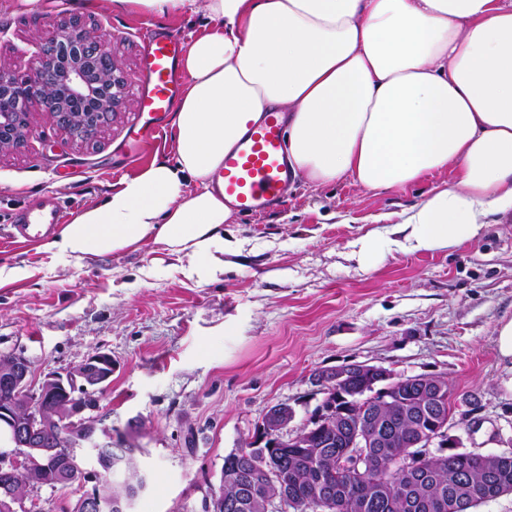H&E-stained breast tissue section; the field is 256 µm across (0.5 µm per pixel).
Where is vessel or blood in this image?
<instances>
[{
	"mask_svg": "<svg viewBox=\"0 0 512 512\" xmlns=\"http://www.w3.org/2000/svg\"><path fill=\"white\" fill-rule=\"evenodd\" d=\"M144 85L139 110L146 123L161 124L174 108L183 76L176 61L187 49L175 31L147 30L144 33ZM283 113H264L257 123L225 153L219 171L224 196L241 213H252L284 203L292 171L288 164ZM65 207L55 200L21 211L16 231L35 238L61 224Z\"/></svg>",
	"mask_w": 512,
	"mask_h": 512,
	"instance_id": "obj_1",
	"label": "vessel or blood"
}]
</instances>
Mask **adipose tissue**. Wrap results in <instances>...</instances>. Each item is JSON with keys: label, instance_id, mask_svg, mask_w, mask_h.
Listing matches in <instances>:
<instances>
[{"label": "adipose tissue", "instance_id": "ef3b65f1", "mask_svg": "<svg viewBox=\"0 0 512 512\" xmlns=\"http://www.w3.org/2000/svg\"><path fill=\"white\" fill-rule=\"evenodd\" d=\"M149 16L202 11L179 62L175 159L122 177L41 250L80 260L153 240L223 272L233 210L215 177L263 113H284L294 180L388 190L454 168L405 213L417 250L512 222V0H113Z\"/></svg>", "mask_w": 512, "mask_h": 512}]
</instances>
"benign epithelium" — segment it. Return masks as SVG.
<instances>
[{
    "label": "benign epithelium",
    "instance_id": "obj_1",
    "mask_svg": "<svg viewBox=\"0 0 512 512\" xmlns=\"http://www.w3.org/2000/svg\"><path fill=\"white\" fill-rule=\"evenodd\" d=\"M34 76L20 81L0 67V148H8L31 131L30 103L41 101L43 111L74 139L87 140L124 103V77L112 58L110 39L91 37L63 18L54 36L33 55ZM368 373L373 382L389 380L394 373L382 366L349 364L323 371L316 381L321 391L342 392L357 371ZM112 377V356L97 353L65 373H54L37 381L29 360L10 355L8 368H0V434L8 438L10 450L0 455V512H40L33 496L15 495L14 485L22 476L34 477L40 485L59 483L57 461L63 448H100L97 424L89 416L99 411ZM294 419L292 408L277 404L265 413L277 442L290 445L303 434L284 433ZM58 428L62 438L48 446L46 434ZM448 430L442 428L429 440L410 444L416 448L447 447ZM370 437L358 417L351 423L354 456H363L372 447ZM103 458L89 454L81 468L80 486L92 484L79 500L84 512H131L133 502L149 488L148 474L140 470L132 477L112 469V486L132 489L116 498L99 493Z\"/></svg>",
    "mask_w": 512,
    "mask_h": 512
}]
</instances>
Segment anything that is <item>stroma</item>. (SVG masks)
Here are the masks:
<instances>
[{"mask_svg": "<svg viewBox=\"0 0 512 512\" xmlns=\"http://www.w3.org/2000/svg\"><path fill=\"white\" fill-rule=\"evenodd\" d=\"M74 16L111 35L125 105L82 143L32 101V133L0 150V267L22 271L0 284V356H25L41 377L111 355L97 426L140 450L150 487L132 512H204L225 456L248 446L268 408L291 406L288 431L300 432L324 399L317 373L347 364L440 377L451 395L448 433L462 450L512 451V367L493 336L512 318V224L436 251H403L394 230L399 213L452 182L453 170L381 192L349 181L297 186L281 206L225 225L239 250L214 278L186 279L181 259L150 241L77 260L15 235V209L57 198L77 215L174 150L164 124L136 157L121 155L143 86L142 29L188 36L200 16L149 17L112 0L56 9L43 0L35 11L0 0V66L31 77L37 43ZM370 233L380 245L358 257Z\"/></svg>", "mask_w": 512, "mask_h": 512, "instance_id": "1", "label": "stroma"}]
</instances>
